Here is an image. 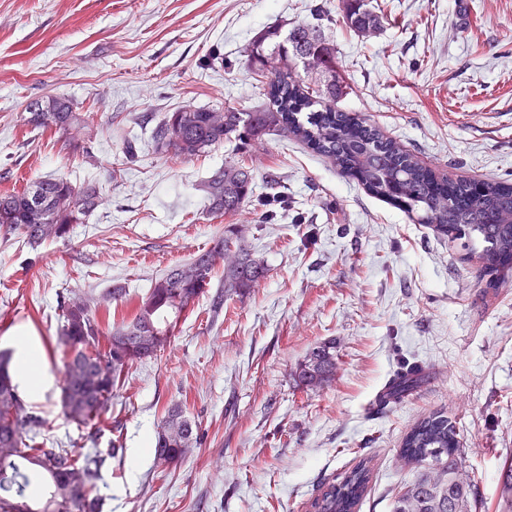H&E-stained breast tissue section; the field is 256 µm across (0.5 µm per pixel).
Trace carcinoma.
Listing matches in <instances>:
<instances>
[{"mask_svg":"<svg viewBox=\"0 0 512 512\" xmlns=\"http://www.w3.org/2000/svg\"><path fill=\"white\" fill-rule=\"evenodd\" d=\"M350 29L364 34L376 28L378 16L368 0H341ZM250 64L268 72V103L251 110L227 107L183 108L170 112L154 134L157 153L183 159L202 156L224 141H255L277 132L294 137L354 176L371 194L392 200L420 224H433L450 241L465 247L481 245L479 273L486 287H498L499 275L512 261V186L484 183L473 192L470 180L439 184L432 170L385 137L368 119L336 109L343 88L335 83L311 85L295 73L300 62L307 70L331 69L336 46L319 28L296 25L288 33L279 27L262 32L248 50ZM34 129L66 131L90 124L69 99L34 102L24 118ZM255 173L242 161L226 162L204 184L208 212L232 217L254 194ZM99 190L76 186L62 175L41 178L22 192L0 194V236L18 237L31 247L66 240L76 224L97 207ZM223 267L222 285L214 293V312L224 298L255 287L267 268L245 243L234 224L210 247L197 252L152 281L148 293L132 302L121 285L109 298L132 303V316L119 324L100 306L73 293L60 303L57 342L67 353L61 403L65 417L88 439L99 431L102 415L112 403L121 374L162 350L179 320L208 292L216 268ZM12 357L0 352V512H102L101 469L118 449L76 450L60 443L46 448L37 442L47 421L18 394ZM336 372L331 346L315 347L295 372L299 385L317 388ZM422 379L416 370L396 374L389 402L416 390ZM198 428L181 412L171 410L162 421L151 451L160 463H173L197 443ZM400 453L415 476L394 499L393 512H476L475 493L462 477L464 451L455 426L442 414H431L405 434ZM372 479V468L360 460L341 480L326 486L310 503V512H358Z\"/></svg>","mask_w":512,"mask_h":512,"instance_id":"cac0c4a2","label":"carcinoma"}]
</instances>
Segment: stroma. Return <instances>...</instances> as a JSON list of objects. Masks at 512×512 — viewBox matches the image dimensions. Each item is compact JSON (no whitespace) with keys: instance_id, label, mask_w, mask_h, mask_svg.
Returning <instances> with one entry per match:
<instances>
[{"instance_id":"1","label":"stroma","mask_w":512,"mask_h":512,"mask_svg":"<svg viewBox=\"0 0 512 512\" xmlns=\"http://www.w3.org/2000/svg\"><path fill=\"white\" fill-rule=\"evenodd\" d=\"M370 4L381 24L361 35L340 0H0V194L57 175L101 193L68 241L0 238V351L22 327L38 342L53 384L22 397L46 418L47 442L88 445L61 407L63 298L116 281L145 294L223 234L224 218L204 211L211 173L242 159L256 175L234 222L268 272L220 316L201 296L164 351L125 372L95 441L123 449L102 472L105 512H307L363 458L373 478L360 512H392L413 477L402 439L439 411L456 426L464 477L497 502L512 458V278L485 293L460 242L296 139L225 143L192 160L153 149L166 113L262 104L268 80L247 60L251 42L324 12L349 86L338 109L437 173L512 184V0ZM53 97L93 125L27 126L28 105ZM67 139L91 140L94 162L67 154ZM128 144L139 151L130 164ZM273 191L287 206L267 205ZM323 343L336 355L332 382L299 387L296 368ZM412 367L423 385L376 412L378 392ZM175 406L203 440L162 469L149 448Z\"/></svg>"}]
</instances>
